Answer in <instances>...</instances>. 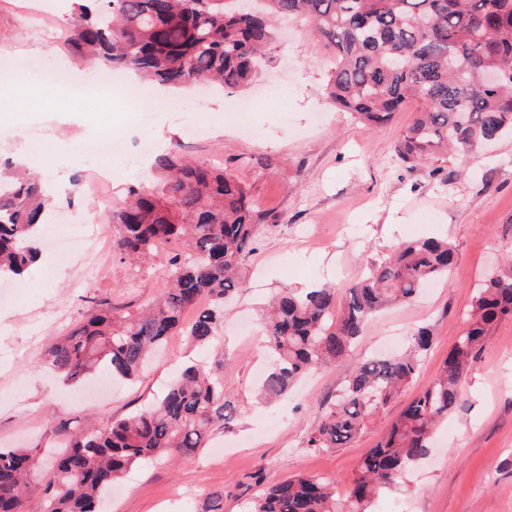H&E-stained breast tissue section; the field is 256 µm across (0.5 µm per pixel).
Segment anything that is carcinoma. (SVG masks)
Returning a JSON list of instances; mask_svg holds the SVG:
<instances>
[{
    "instance_id": "carcinoma-1",
    "label": "carcinoma",
    "mask_w": 512,
    "mask_h": 512,
    "mask_svg": "<svg viewBox=\"0 0 512 512\" xmlns=\"http://www.w3.org/2000/svg\"><path fill=\"white\" fill-rule=\"evenodd\" d=\"M78 8L74 52L182 89L201 81L229 88L251 82L274 38L273 17L304 19L332 53L328 86L339 108L378 127L405 102L418 105L397 145L409 168L512 132V0H263L256 17L240 13L234 0H96ZM154 166L161 183L131 189L132 200L111 212L114 248L136 259L183 238L188 249L169 257L167 285L145 311L118 317L101 300L86 322L48 349L45 366L68 381L101 365L135 379L152 351L178 333L212 343L224 301L243 288L237 268L264 229L249 192L223 169L186 162L173 151L156 156ZM45 208L37 178L17 174L0 184V277L20 276L36 262V231L49 223ZM453 263L448 241L418 238L398 245L358 281L277 295L260 324L273 358L262 392L281 397L299 377L342 360L379 310L412 301ZM202 295L207 307L184 325ZM505 318H512L511 258L473 297L467 328L439 374L363 458L344 501H336L330 483L297 475L263 490L252 512H370L374 498L427 455L436 423L456 410L462 381L491 327ZM429 346V332L420 329L409 353L362 360L307 447L352 442L415 377ZM233 411L224 380L191 366L143 412L98 427L72 419L55 425L44 507L106 512L109 489L128 470L193 456ZM41 461L38 446L0 448V512H27Z\"/></svg>"
}]
</instances>
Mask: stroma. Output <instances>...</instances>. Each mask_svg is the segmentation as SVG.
Masks as SVG:
<instances>
[{"label":"stroma","mask_w":512,"mask_h":512,"mask_svg":"<svg viewBox=\"0 0 512 512\" xmlns=\"http://www.w3.org/2000/svg\"><path fill=\"white\" fill-rule=\"evenodd\" d=\"M77 14L76 0H0V60L12 66L0 87L22 101L19 111L0 112V176L22 170L43 177L63 220H107L129 187L150 175L148 164L131 169L100 150L107 131L131 153L175 149L226 168L250 190L266 230L242 263L245 290L224 307L223 344L198 347L187 337H170L140 379L105 388L62 385L43 368L44 353L96 300H109L121 313L151 304L166 284L167 255L175 246L132 263L108 241L66 260L44 244L46 271L0 284V448L46 444L51 427L64 419L102 425L145 409L183 366L198 364L223 378L232 417L208 434L194 457L132 469L113 486L108 512H210L217 500L224 512H249L264 487L299 473L333 482L344 495L361 459L437 375L484 280L512 255V135L456 157L436 175L427 165L407 168L394 147L415 106L377 129L332 106L330 52L306 23L292 19L279 22L258 81L182 92V99H203L190 114L155 111L151 96L134 107L116 100L105 129L97 98L81 82L53 86L41 78L54 67L88 68L69 46ZM274 81L282 83L281 93L268 92ZM74 136L84 142L82 155L59 156L57 174L43 172L31 146L55 147ZM105 163L117 170L107 207L86 191ZM424 236L455 247L449 278L381 312L335 366L302 378L280 399L264 398L254 369L269 357L247 330L267 302L285 289L357 280L399 243ZM422 326L433 343L413 381L348 446L307 448L361 359L404 352ZM371 512H512V319L492 327L429 455L377 497Z\"/></svg>","instance_id":"stroma-1"}]
</instances>
